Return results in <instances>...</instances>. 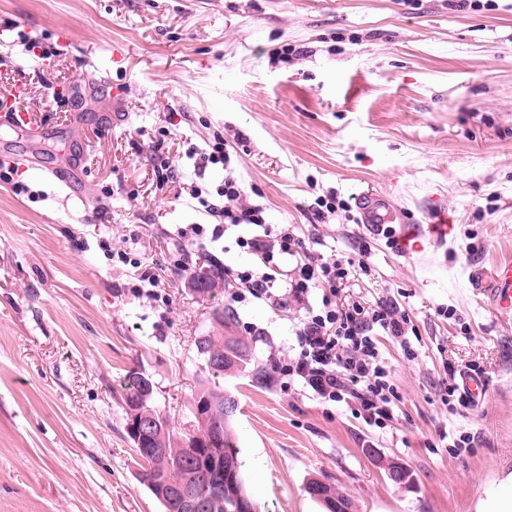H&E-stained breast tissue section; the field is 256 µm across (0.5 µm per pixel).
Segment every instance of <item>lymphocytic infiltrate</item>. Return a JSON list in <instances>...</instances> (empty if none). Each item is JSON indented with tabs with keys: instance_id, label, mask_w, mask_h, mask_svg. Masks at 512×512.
Listing matches in <instances>:
<instances>
[{
	"instance_id": "f902f5d3",
	"label": "lymphocytic infiltrate",
	"mask_w": 512,
	"mask_h": 512,
	"mask_svg": "<svg viewBox=\"0 0 512 512\" xmlns=\"http://www.w3.org/2000/svg\"><path fill=\"white\" fill-rule=\"evenodd\" d=\"M211 164L221 165L224 170V182L218 191L222 204L210 203L196 186L190 196L198 200L205 213L217 217L218 223L210 230L201 224L189 225L191 238L201 244L208 238L220 239L227 227L248 226V234L237 236L235 244L258 261L257 266L232 271L234 289L227 297L228 303L273 297L284 307L293 302L306 305L296 331V351L288 361L274 363V370L299 381L316 398L346 404L367 425L386 428L393 416L397 388L381 356L378 339L388 336L399 341L405 357L415 359L417 351L409 337L413 327L408 316L395 302L370 311L357 303L338 307L336 296L351 273L353 259L314 255L290 226L267 224L260 206H242L244 189L223 139H215L209 151L199 155V167ZM287 261L292 269L286 274L282 266ZM315 293L321 299L314 309L308 301Z\"/></svg>"
}]
</instances>
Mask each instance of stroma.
Masks as SVG:
<instances>
[{
    "label": "stroma",
    "instance_id": "35a3bbf8",
    "mask_svg": "<svg viewBox=\"0 0 512 512\" xmlns=\"http://www.w3.org/2000/svg\"><path fill=\"white\" fill-rule=\"evenodd\" d=\"M4 28L0 91L21 87L63 136L15 132L0 111V161L29 188L0 182V512H163L136 477L122 382L145 373L174 431L191 430L195 341L219 335L228 294L198 292L191 269L204 253L254 262L231 248L240 228L204 247L180 235L212 221L189 190L217 201L224 172H197L189 152L218 135L266 223L326 255L369 244L338 304L397 301L417 335L412 361L380 339L399 393L382 430L299 382L225 374L252 498L262 512H324L305 490L316 479L352 512H477L512 475V313L466 278L512 260V0H0ZM89 44L108 73L84 59ZM113 112L128 122L107 128ZM71 143L87 146L78 200L46 173ZM368 191L414 225L412 245L317 212V198ZM442 220L447 238H431ZM145 272L156 287H141ZM303 314L252 300L234 332L269 366L294 348ZM450 364L488 379L461 415L440 400ZM443 432L474 435V454L449 457ZM393 463L409 482L388 479Z\"/></svg>",
    "mask_w": 512,
    "mask_h": 512
}]
</instances>
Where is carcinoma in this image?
<instances>
[{"label": "carcinoma", "mask_w": 512, "mask_h": 512, "mask_svg": "<svg viewBox=\"0 0 512 512\" xmlns=\"http://www.w3.org/2000/svg\"><path fill=\"white\" fill-rule=\"evenodd\" d=\"M224 279V270L217 262L206 259L193 273V283L200 292H209ZM203 360L200 369L206 382L195 393L193 416L196 430L184 436L170 428L167 419L159 417L161 426L151 434L147 448H162L164 452L143 453V463L150 469L155 485L180 483L200 490L203 482L210 483V493L223 488V497L211 501L210 512H240V495H248L241 472L239 451L231 438V421L236 412L235 401L224 396L216 380L224 373L243 368L252 362L247 343L236 336H201L195 344ZM146 375L129 373L123 380L125 392V426H130L134 412L154 408L153 396H145L142 386ZM232 463L234 474L219 476L220 462ZM306 492L315 500L349 501L335 487L312 480Z\"/></svg>", "instance_id": "cac0c4a2"}]
</instances>
